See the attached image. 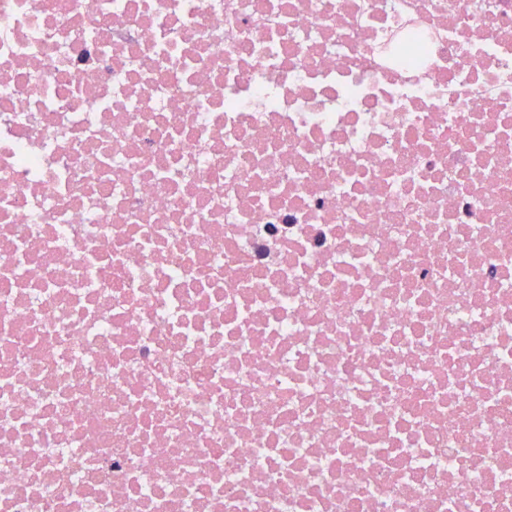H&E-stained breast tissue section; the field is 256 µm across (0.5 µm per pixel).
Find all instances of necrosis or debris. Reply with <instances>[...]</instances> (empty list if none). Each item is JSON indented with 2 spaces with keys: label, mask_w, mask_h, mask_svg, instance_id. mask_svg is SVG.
<instances>
[{
  "label": "necrosis or debris",
  "mask_w": 512,
  "mask_h": 512,
  "mask_svg": "<svg viewBox=\"0 0 512 512\" xmlns=\"http://www.w3.org/2000/svg\"><path fill=\"white\" fill-rule=\"evenodd\" d=\"M0 512H512V0H0Z\"/></svg>",
  "instance_id": "obj_1"
}]
</instances>
